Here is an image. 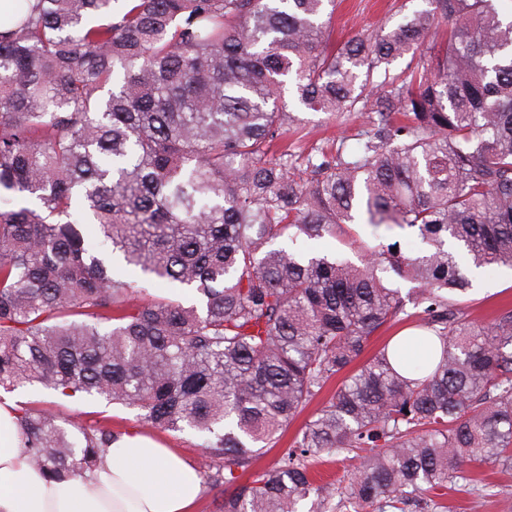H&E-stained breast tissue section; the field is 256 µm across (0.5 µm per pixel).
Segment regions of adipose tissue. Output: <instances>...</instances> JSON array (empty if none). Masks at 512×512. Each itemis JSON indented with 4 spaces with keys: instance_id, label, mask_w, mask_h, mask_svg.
Instances as JSON below:
<instances>
[{
    "instance_id": "obj_1",
    "label": "adipose tissue",
    "mask_w": 512,
    "mask_h": 512,
    "mask_svg": "<svg viewBox=\"0 0 512 512\" xmlns=\"http://www.w3.org/2000/svg\"><path fill=\"white\" fill-rule=\"evenodd\" d=\"M19 406L0 400V512H194L198 473L175 450L131 430L86 478L51 480L20 446Z\"/></svg>"
}]
</instances>
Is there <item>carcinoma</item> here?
Instances as JSON below:
<instances>
[{
    "instance_id": "1",
    "label": "carcinoma",
    "mask_w": 512,
    "mask_h": 512,
    "mask_svg": "<svg viewBox=\"0 0 512 512\" xmlns=\"http://www.w3.org/2000/svg\"><path fill=\"white\" fill-rule=\"evenodd\" d=\"M425 2L338 49L335 0H16L0 26V388L199 436L204 468L224 459L218 512H296L340 485L342 509L430 512L464 466L512 470V309L477 323L462 301L473 271L512 267V14ZM288 82L313 112L358 113L357 150L290 149ZM361 220L421 247L380 242L358 264L297 247L355 244ZM130 270L170 293L137 296ZM411 316L432 359L398 370L384 344L253 469ZM19 423L58 481L122 435L28 405ZM354 449L358 470L314 483L311 461ZM337 383L338 380L335 379L330 384L329 388L326 389L304 412H302L293 421L290 422L279 443L274 448H270L265 455L258 459L254 465L255 468H263L267 466L288 449L289 445L292 443L295 436L303 427L304 423L310 418L314 410L319 407L322 402H325L327 399H329L331 392L334 390V388H336Z\"/></svg>"
}]
</instances>
